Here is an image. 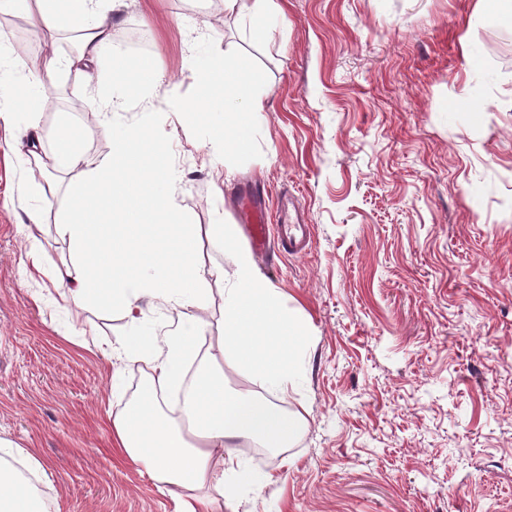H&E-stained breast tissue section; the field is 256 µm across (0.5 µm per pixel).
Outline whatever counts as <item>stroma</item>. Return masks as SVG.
<instances>
[{
	"instance_id": "1",
	"label": "stroma",
	"mask_w": 512,
	"mask_h": 512,
	"mask_svg": "<svg viewBox=\"0 0 512 512\" xmlns=\"http://www.w3.org/2000/svg\"><path fill=\"white\" fill-rule=\"evenodd\" d=\"M262 37L213 0H126L119 48L166 76L89 126L81 148L163 137L175 198L200 230L243 247L241 190L294 197L313 224L301 254L270 246L259 276L311 331L300 385L279 398L307 428L262 482L215 512H512V29L478 0H274ZM242 59L265 112L251 149L219 156L208 128L168 107L193 99L199 50ZM61 73L46 125H83ZM0 129V438L36 449L50 512H175L173 497L111 448L106 419L143 369L113 384L119 309H59L21 274L28 241L53 270L62 196L35 198ZM39 206L46 223L27 210Z\"/></svg>"
}]
</instances>
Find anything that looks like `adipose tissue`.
Instances as JSON below:
<instances>
[{
    "label": "adipose tissue",
    "instance_id": "ef3b65f1",
    "mask_svg": "<svg viewBox=\"0 0 512 512\" xmlns=\"http://www.w3.org/2000/svg\"><path fill=\"white\" fill-rule=\"evenodd\" d=\"M116 3L0 0V16L28 10L37 35L75 41L62 62L39 65L0 35V128L27 138L18 161L25 171L39 173L38 193L65 195V207L53 221L56 238L69 250L54 274L63 302L116 307L133 324L147 306L178 310L176 327L131 333L117 347L120 364L141 362L148 372L134 399L112 416V440L119 455L144 467L159 485L178 489L177 512H213L211 489L233 491L260 482L235 448H283L303 435L304 415L282 411L274 397L302 380L308 331L256 275L249 253L238 249L224 290L220 355L201 358L199 313L206 306V285L223 279L224 271L200 264L197 225L186 219L173 194L159 190L167 172L160 139L125 133L113 138L108 155L96 158L80 151L71 125L45 126L44 114L52 107L45 92L56 87L59 67L84 79L89 92L83 110L97 123L111 120L118 97L143 95L163 80L149 58L115 47ZM105 59L112 68L108 89L97 71ZM257 81L235 58L207 57L195 99L187 103L175 95L170 104L184 122H210L211 138L225 153H240L251 148L255 121L265 109ZM219 108L223 122L211 123ZM190 366L196 369L191 379ZM229 366L259 379L268 396L232 387ZM169 392L184 396L176 419L162 409ZM16 461L32 474L43 472L34 449L0 438V512H48L37 487L13 470Z\"/></svg>",
    "mask_w": 512,
    "mask_h": 512
}]
</instances>
